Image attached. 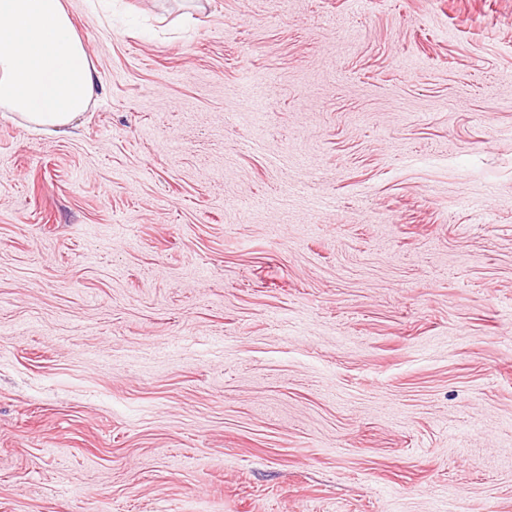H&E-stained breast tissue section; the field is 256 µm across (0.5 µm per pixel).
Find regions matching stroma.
<instances>
[{
    "mask_svg": "<svg viewBox=\"0 0 512 512\" xmlns=\"http://www.w3.org/2000/svg\"><path fill=\"white\" fill-rule=\"evenodd\" d=\"M0 112V512H512V0H69ZM67 1L0 0V111L39 133L71 124L98 90Z\"/></svg>",
    "mask_w": 512,
    "mask_h": 512,
    "instance_id": "1",
    "label": "stroma"
}]
</instances>
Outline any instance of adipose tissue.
<instances>
[{
    "label": "adipose tissue",
    "mask_w": 512,
    "mask_h": 512,
    "mask_svg": "<svg viewBox=\"0 0 512 512\" xmlns=\"http://www.w3.org/2000/svg\"><path fill=\"white\" fill-rule=\"evenodd\" d=\"M97 84L67 0H0L1 112L50 133L87 110Z\"/></svg>",
    "instance_id": "1"
}]
</instances>
